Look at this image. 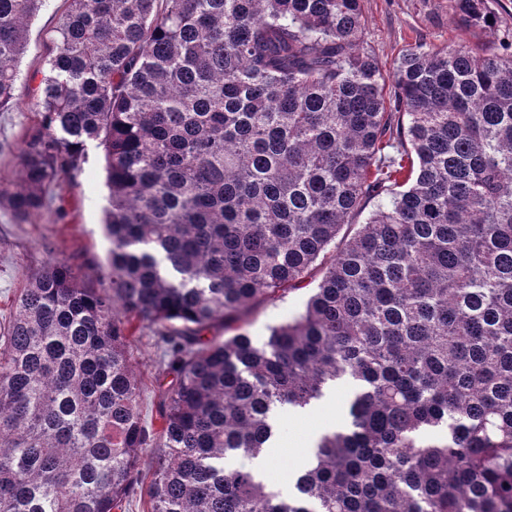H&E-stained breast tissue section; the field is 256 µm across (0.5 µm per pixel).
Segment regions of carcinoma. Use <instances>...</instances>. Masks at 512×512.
<instances>
[{"instance_id":"carcinoma-1","label":"carcinoma","mask_w":512,"mask_h":512,"mask_svg":"<svg viewBox=\"0 0 512 512\" xmlns=\"http://www.w3.org/2000/svg\"><path fill=\"white\" fill-rule=\"evenodd\" d=\"M41 2L0 0V109ZM66 2L0 208L102 146L110 291L51 259L0 325V512H116L153 447L151 512H512V44L409 48L387 98L362 0ZM317 264L255 342L243 317ZM138 326L172 377L156 434ZM338 381L288 492L245 464ZM130 362L140 387V410L144 426L150 431H157V405L163 397L165 385L160 388L156 382V376L163 367V352L158 343L157 336L151 328L144 327L129 338L128 346Z\"/></svg>"}]
</instances>
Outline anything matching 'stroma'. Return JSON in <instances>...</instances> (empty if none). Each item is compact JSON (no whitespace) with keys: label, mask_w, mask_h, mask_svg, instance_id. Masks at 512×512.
Returning <instances> with one entry per match:
<instances>
[{"label":"stroma","mask_w":512,"mask_h":512,"mask_svg":"<svg viewBox=\"0 0 512 512\" xmlns=\"http://www.w3.org/2000/svg\"><path fill=\"white\" fill-rule=\"evenodd\" d=\"M497 14L492 28L461 27L450 0H363L365 42L373 50L384 75H391L403 51L415 45L445 49L458 44L497 46L512 40V0H489ZM66 4L43 0L29 22L24 52L18 65L16 96L0 109V185L14 187L26 128L36 115L31 103L38 94L44 64L46 32ZM57 209L17 222L0 208V324L7 323L13 299L28 277L45 261H66L91 287L106 290L109 243L102 220L107 204L105 158L102 147L89 144L86 159L76 176L59 179ZM308 289L294 290L267 300L247 316L246 330L254 341H263L271 326L291 320L305 306ZM130 362L140 387L144 426L157 430V405L163 397L156 376L163 367V352L153 329L145 327L129 339ZM350 386H336V403L329 409L314 408L307 416L283 415L278 448L268 466V481L287 487L289 472L300 467L311 432L339 423Z\"/></svg>","instance_id":"35a3bbf8"}]
</instances>
